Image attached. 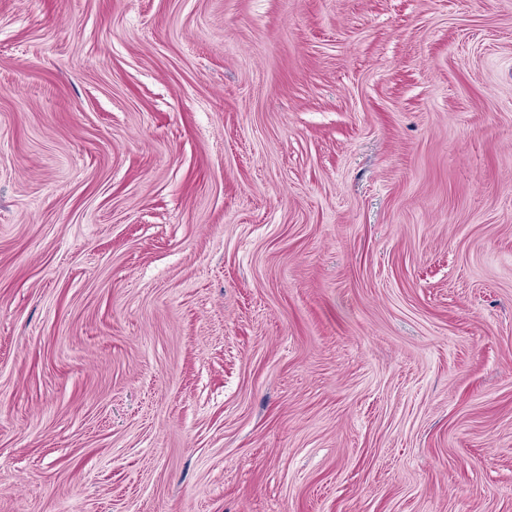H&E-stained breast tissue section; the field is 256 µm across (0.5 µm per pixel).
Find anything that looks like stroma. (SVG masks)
Masks as SVG:
<instances>
[{"mask_svg":"<svg viewBox=\"0 0 512 512\" xmlns=\"http://www.w3.org/2000/svg\"><path fill=\"white\" fill-rule=\"evenodd\" d=\"M0 512H512V0H0Z\"/></svg>","mask_w":512,"mask_h":512,"instance_id":"stroma-1","label":"stroma"}]
</instances>
